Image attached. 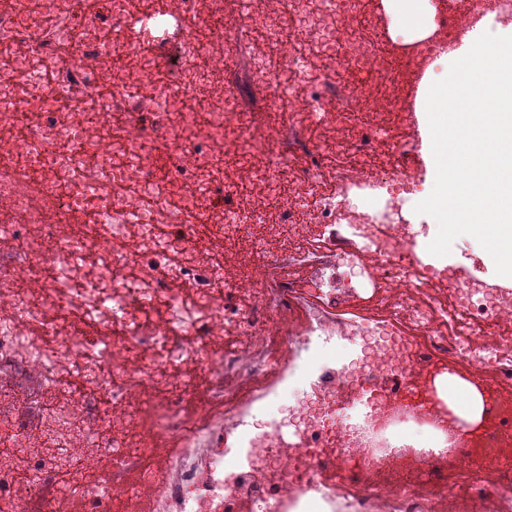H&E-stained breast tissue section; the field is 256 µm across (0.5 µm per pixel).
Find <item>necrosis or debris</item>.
Returning <instances> with one entry per match:
<instances>
[{
	"label": "necrosis or debris",
	"mask_w": 512,
	"mask_h": 512,
	"mask_svg": "<svg viewBox=\"0 0 512 512\" xmlns=\"http://www.w3.org/2000/svg\"><path fill=\"white\" fill-rule=\"evenodd\" d=\"M204 2L0 0V431L46 445L0 452V512H113L135 498L151 512H288L302 496L433 512L465 462L484 465L470 492L512 486L498 469L512 447V289L418 259L404 204L426 178L372 151L408 120L432 50L489 10L511 16L512 0H451L411 43L386 36L370 0H292L286 13L236 0L240 36L272 49L252 62L268 110L229 109L228 86L201 136L185 102L224 72L223 0ZM261 121L277 142L252 139ZM336 122L361 153L327 180L325 143L307 130ZM230 134L241 167L268 158L239 187L266 191L261 210L224 206ZM244 231L277 248L245 262L239 283L210 244ZM362 279L371 313L342 317ZM321 341L367 356L251 428L289 360ZM449 362L492 395L465 441L440 407L410 398ZM199 376L210 395L198 401ZM340 386L360 415L338 407ZM189 399L195 427L180 418ZM242 428L247 463L225 467L224 440ZM417 428L442 449L400 440ZM168 440L184 451L166 475L140 471L142 450Z\"/></svg>",
	"instance_id": "1"
}]
</instances>
